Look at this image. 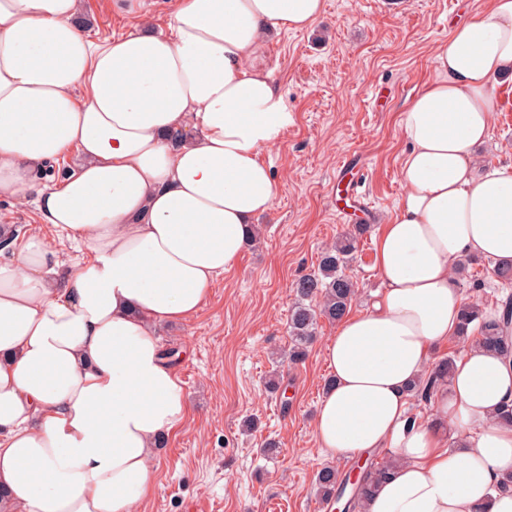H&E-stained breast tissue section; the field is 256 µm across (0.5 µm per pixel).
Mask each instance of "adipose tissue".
<instances>
[{
    "mask_svg": "<svg viewBox=\"0 0 512 512\" xmlns=\"http://www.w3.org/2000/svg\"><path fill=\"white\" fill-rule=\"evenodd\" d=\"M127 34L96 39L83 0H0V197L32 192L38 224L82 245L65 265L40 233L0 260V512H132L157 488L155 445L185 420L161 331L194 317L239 259L279 186L260 160L291 116L270 79L274 31L311 27L325 0H111ZM400 126L403 192L376 242L384 291L342 318L314 428L345 458L392 449L361 512H512V355L471 347L436 386L407 389L459 334L455 267L512 264V168L478 174L493 87L512 77V0H490L433 55ZM180 140H172V133ZM77 153L63 180L36 173Z\"/></svg>",
    "mask_w": 512,
    "mask_h": 512,
    "instance_id": "obj_1",
    "label": "adipose tissue"
}]
</instances>
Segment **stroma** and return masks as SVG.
Returning <instances> with one entry per match:
<instances>
[{"label": "stroma", "mask_w": 512, "mask_h": 512, "mask_svg": "<svg viewBox=\"0 0 512 512\" xmlns=\"http://www.w3.org/2000/svg\"><path fill=\"white\" fill-rule=\"evenodd\" d=\"M486 0H326L303 31L272 34L271 79L291 122L263 153L279 184L272 213L255 219L259 236L218 277L193 318L162 332L184 383L189 411L158 448V487L137 512H338L322 502L315 475L330 465L348 475L389 453L330 459L314 419L329 372L322 349L335 326L320 320L299 362L273 359L287 350L292 283L317 268L338 236L366 225L346 268L357 289L352 311L370 307L382 289L374 237L401 195L406 143L401 113L434 77L432 54L454 22ZM493 139L482 165L512 166V80L496 86ZM456 283L466 300L498 308L512 286L492 261L465 260ZM276 377L279 388L266 383ZM274 449H267V442Z\"/></svg>", "instance_id": "35a3bbf8"}]
</instances>
